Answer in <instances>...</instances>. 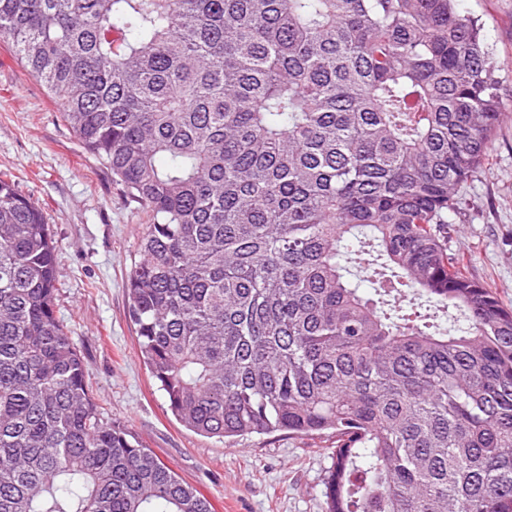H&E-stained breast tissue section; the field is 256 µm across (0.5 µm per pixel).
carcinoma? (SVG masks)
Masks as SVG:
<instances>
[{
    "instance_id": "cac0c4a2",
    "label": "carcinoma",
    "mask_w": 512,
    "mask_h": 512,
    "mask_svg": "<svg viewBox=\"0 0 512 512\" xmlns=\"http://www.w3.org/2000/svg\"><path fill=\"white\" fill-rule=\"evenodd\" d=\"M0 40L152 215L128 317L183 426L335 437L325 512H512V310L448 251L504 107L458 0H0ZM58 284L0 177V512H213L98 413Z\"/></svg>"
}]
</instances>
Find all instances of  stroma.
<instances>
[{
  "label": "stroma",
  "instance_id": "obj_1",
  "mask_svg": "<svg viewBox=\"0 0 512 512\" xmlns=\"http://www.w3.org/2000/svg\"><path fill=\"white\" fill-rule=\"evenodd\" d=\"M497 63L505 112L487 165L461 190L448 249L512 308V0H460ZM53 230L57 317L80 350L102 416L126 428L196 487L215 512H324L330 437L285 431L225 441L171 414L139 353L126 273L150 222L78 145L44 85L0 42V175Z\"/></svg>",
  "mask_w": 512,
  "mask_h": 512
}]
</instances>
